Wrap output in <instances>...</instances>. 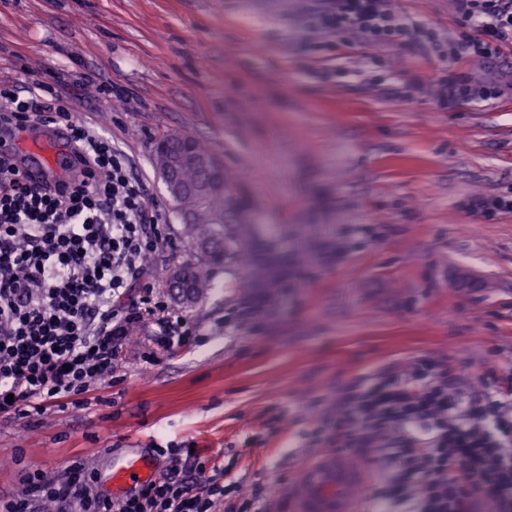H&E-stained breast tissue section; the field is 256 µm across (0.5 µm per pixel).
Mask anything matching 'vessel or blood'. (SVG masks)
<instances>
[{
	"label": "vessel or blood",
	"mask_w": 512,
	"mask_h": 512,
	"mask_svg": "<svg viewBox=\"0 0 512 512\" xmlns=\"http://www.w3.org/2000/svg\"><path fill=\"white\" fill-rule=\"evenodd\" d=\"M363 464L343 451L321 455L303 468L288 495L297 512H358L354 491L362 484ZM116 484H145L144 467L139 459H127L112 471Z\"/></svg>",
	"instance_id": "1"
}]
</instances>
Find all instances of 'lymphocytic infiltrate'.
Listing matches in <instances>:
<instances>
[{
  "label": "lymphocytic infiltrate",
  "mask_w": 512,
  "mask_h": 512,
  "mask_svg": "<svg viewBox=\"0 0 512 512\" xmlns=\"http://www.w3.org/2000/svg\"><path fill=\"white\" fill-rule=\"evenodd\" d=\"M461 35L443 42L430 28H407L387 0H309L305 26L346 31L369 47L402 38L447 49L451 69L432 88L402 87L400 99L431 91L440 108L499 98L500 85L455 70L462 58L488 59L512 46V0H452ZM62 124L75 144L77 175L39 189L10 153L0 152V416L31 417L46 407L79 405L110 380L115 359L140 319L119 304L142 277L147 256L170 245L160 211L144 183L108 137L78 124L61 106H43L0 86V128ZM453 361L417 359L402 374L336 398L324 420L327 440L369 465L376 501L394 497L412 512H512V414L477 418V400L459 385ZM171 465L121 501L95 490L96 475L81 459L58 475L37 471L21 490L0 497V512H213L225 486L210 460L171 449Z\"/></svg>",
  "instance_id": "obj_1"
}]
</instances>
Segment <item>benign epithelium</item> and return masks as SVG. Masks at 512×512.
Here are the masks:
<instances>
[{"mask_svg":"<svg viewBox=\"0 0 512 512\" xmlns=\"http://www.w3.org/2000/svg\"><path fill=\"white\" fill-rule=\"evenodd\" d=\"M155 164L165 190L173 203L177 204L187 193H203L213 183L205 179L188 185L181 179V172L188 166L207 173H217L223 163L214 155H201L194 146L192 137L184 135L179 140L160 141L154 145Z\"/></svg>","mask_w":512,"mask_h":512,"instance_id":"1","label":"benign epithelium"}]
</instances>
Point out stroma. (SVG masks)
<instances>
[{"mask_svg":"<svg viewBox=\"0 0 512 512\" xmlns=\"http://www.w3.org/2000/svg\"><path fill=\"white\" fill-rule=\"evenodd\" d=\"M408 22L456 34L451 0H390ZM448 66L411 40L371 50L352 35L313 32L296 0H0V85H45L112 137L161 211L172 239L152 256V295L194 331L165 347L144 317L112 383L83 404L0 417V496L23 470L48 474L83 459L112 499V469L195 448L265 512L287 496L321 410L336 393L419 357L460 362L462 386L512 366V212L485 218L470 199L512 196V52L460 71L499 83L498 99L441 109L394 90L434 83ZM179 133L205 141L230 183L228 230L269 280L243 278L233 254L194 302L167 278L201 261L153 167V146ZM52 146L51 176L71 169L58 126L7 133L0 145ZM344 259H337V248ZM145 279V280H146ZM258 312L235 321L236 308Z\"/></svg>","mask_w":512,"mask_h":512,"instance_id":"stroma-1","label":"stroma"}]
</instances>
